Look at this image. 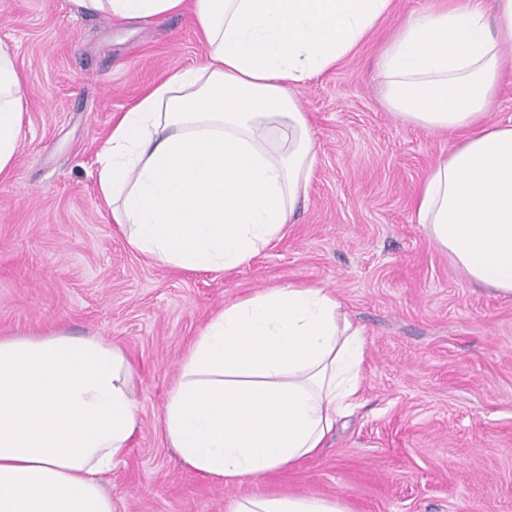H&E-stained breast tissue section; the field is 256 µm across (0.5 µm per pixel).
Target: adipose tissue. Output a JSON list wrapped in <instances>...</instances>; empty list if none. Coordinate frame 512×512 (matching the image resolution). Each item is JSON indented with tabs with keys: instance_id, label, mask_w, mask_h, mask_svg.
<instances>
[{
	"instance_id": "adipose-tissue-1",
	"label": "adipose tissue",
	"mask_w": 512,
	"mask_h": 512,
	"mask_svg": "<svg viewBox=\"0 0 512 512\" xmlns=\"http://www.w3.org/2000/svg\"><path fill=\"white\" fill-rule=\"evenodd\" d=\"M129 22L190 14L205 62L152 87L113 126L95 173L147 259L224 271L280 238L316 165L292 93L333 69L394 0H69ZM445 0L404 19L378 73L395 115L456 133L415 196L418 223L472 283L512 298V123L488 107L512 47V0ZM27 85L0 42V180L25 136ZM365 338L341 300L290 283L225 304L196 337L161 424L194 471L234 482L318 455L359 405ZM142 417L132 367L63 329L0 336V512H117L103 486ZM229 512H353L340 498L254 495Z\"/></svg>"
}]
</instances>
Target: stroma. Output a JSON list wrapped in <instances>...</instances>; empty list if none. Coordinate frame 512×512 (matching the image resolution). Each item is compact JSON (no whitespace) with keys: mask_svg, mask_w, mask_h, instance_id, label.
Masks as SVG:
<instances>
[{"mask_svg":"<svg viewBox=\"0 0 512 512\" xmlns=\"http://www.w3.org/2000/svg\"><path fill=\"white\" fill-rule=\"evenodd\" d=\"M434 0H397L371 40L295 94L317 162L287 231L226 272L133 251L99 206L97 154L167 74L200 65L189 16L127 24L69 0H0V40L29 87L26 135L0 182V334L61 328L119 346L143 426L104 480L119 512H226L247 494L345 498L354 512H512V299L473 285L418 224L413 198L456 134L383 104L382 44ZM324 285L366 341L363 402L319 455L225 484L170 448L160 413L180 363L225 302Z\"/></svg>","mask_w":512,"mask_h":512,"instance_id":"35a3bbf8","label":"stroma"}]
</instances>
